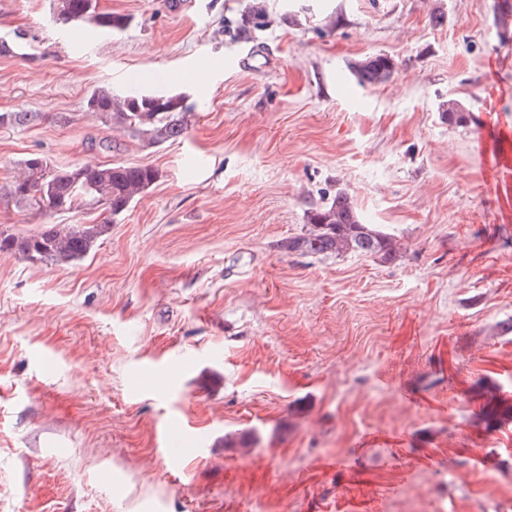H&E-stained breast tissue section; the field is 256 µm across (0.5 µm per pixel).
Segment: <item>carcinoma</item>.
<instances>
[{"instance_id": "carcinoma-1", "label": "carcinoma", "mask_w": 512, "mask_h": 512, "mask_svg": "<svg viewBox=\"0 0 512 512\" xmlns=\"http://www.w3.org/2000/svg\"><path fill=\"white\" fill-rule=\"evenodd\" d=\"M55 18L62 23L89 19L108 32L124 26V18L97 11L96 0H56ZM394 70L393 59L385 55L370 57L354 66L362 85L384 84ZM86 109L106 128L129 129L147 147L180 139L188 129V110L177 95L118 96L111 89L100 87L86 98ZM441 109L448 123H467L468 117L459 103L446 101ZM158 175V170L148 164L111 162L54 169L38 156L28 157L23 161L22 173L0 188L3 208L22 205L41 216L78 212L88 206H96L101 212L98 221L68 229L46 224L28 236L1 230L0 252L55 265L80 260ZM282 248L302 256L354 253L390 259L395 254L394 238L374 224L361 223L345 193L337 194L331 204L311 211L304 233L285 242Z\"/></svg>"}]
</instances>
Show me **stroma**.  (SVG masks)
Masks as SVG:
<instances>
[{
    "label": "stroma",
    "mask_w": 512,
    "mask_h": 512,
    "mask_svg": "<svg viewBox=\"0 0 512 512\" xmlns=\"http://www.w3.org/2000/svg\"><path fill=\"white\" fill-rule=\"evenodd\" d=\"M169 2L98 0L127 22L109 33L0 0V38L25 35L0 56V113L36 115L0 127V186L32 155L159 171L81 260L0 252V512H368L409 492L461 512L478 475L500 496L512 0ZM378 54L393 77L359 85ZM101 86L183 95L185 136L103 128ZM340 192L393 259L281 250ZM95 217L0 208V230Z\"/></svg>",
    "instance_id": "35a3bbf8"
}]
</instances>
